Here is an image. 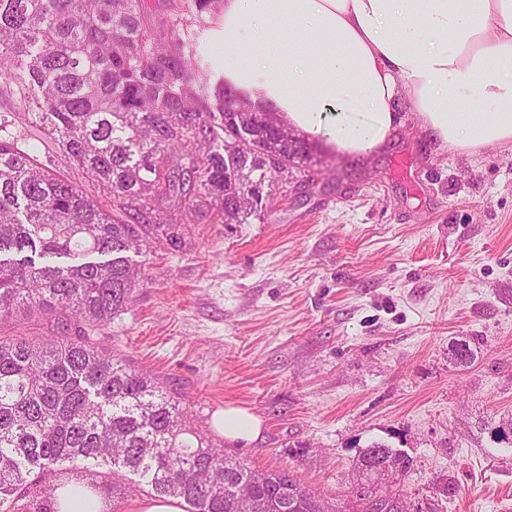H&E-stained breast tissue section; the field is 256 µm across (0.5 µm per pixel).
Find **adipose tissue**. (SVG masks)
<instances>
[{
  "label": "adipose tissue",
  "mask_w": 512,
  "mask_h": 512,
  "mask_svg": "<svg viewBox=\"0 0 512 512\" xmlns=\"http://www.w3.org/2000/svg\"><path fill=\"white\" fill-rule=\"evenodd\" d=\"M209 25L225 87L307 143L369 156L404 107L448 150L512 146V0H224ZM216 428L248 444L262 420Z\"/></svg>",
  "instance_id": "1"
}]
</instances>
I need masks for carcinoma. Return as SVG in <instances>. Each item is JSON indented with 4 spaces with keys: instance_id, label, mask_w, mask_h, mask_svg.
I'll list each match as a JSON object with an SVG mask.
<instances>
[{
    "instance_id": "cac0c4a2",
    "label": "carcinoma",
    "mask_w": 512,
    "mask_h": 512,
    "mask_svg": "<svg viewBox=\"0 0 512 512\" xmlns=\"http://www.w3.org/2000/svg\"><path fill=\"white\" fill-rule=\"evenodd\" d=\"M222 5L168 0L155 23L148 0H0V95L112 203L109 212L39 163L0 115V321L52 323L49 336H0V512L26 496L48 503L70 482L103 496L100 512L134 491L181 498L187 512H341L286 470L253 482L255 470L195 427L179 397L91 336L142 281L125 253L179 248L181 226L212 210L240 224L312 161L199 55L190 28ZM36 255L68 261L38 265ZM91 460L111 465L112 481L77 466ZM66 462L74 467L55 472ZM412 466L371 443L355 464L351 512H403L381 481Z\"/></svg>"
}]
</instances>
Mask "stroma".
Masks as SVG:
<instances>
[{"label": "stroma", "mask_w": 512, "mask_h": 512, "mask_svg": "<svg viewBox=\"0 0 512 512\" xmlns=\"http://www.w3.org/2000/svg\"><path fill=\"white\" fill-rule=\"evenodd\" d=\"M1 113L91 191L16 100ZM402 122L363 162L314 151L305 197L279 184L248 223L209 217L178 249L129 253L145 279L97 341L157 376L208 435L224 407L259 416V439L225 452L330 503L352 499L356 459L381 442L414 461L398 485L410 512H512V444L492 435L512 417V147L441 152Z\"/></svg>", "instance_id": "35a3bbf8"}]
</instances>
